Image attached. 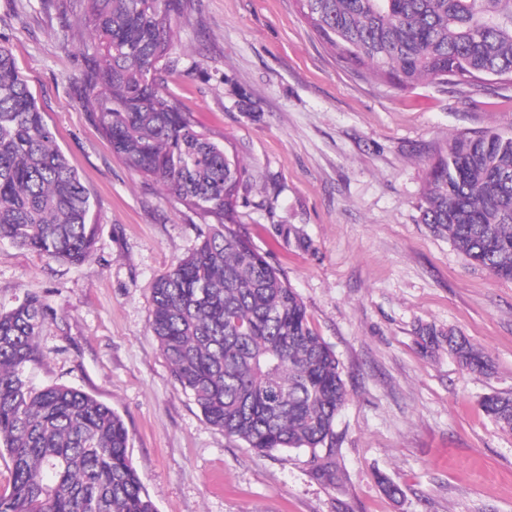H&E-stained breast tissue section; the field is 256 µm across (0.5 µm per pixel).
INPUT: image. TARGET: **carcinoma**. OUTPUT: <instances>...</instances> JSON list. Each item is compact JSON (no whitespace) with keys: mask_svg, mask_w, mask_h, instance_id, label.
Listing matches in <instances>:
<instances>
[{"mask_svg":"<svg viewBox=\"0 0 512 512\" xmlns=\"http://www.w3.org/2000/svg\"><path fill=\"white\" fill-rule=\"evenodd\" d=\"M337 61L383 83H473L512 77V0H298ZM82 78L91 119L125 164L165 185L206 229L198 247L153 285L150 331L207 425L259 452L331 455L348 392L335 353L294 288L238 229L246 169L171 99L163 73L176 49L182 0H83ZM93 202L0 44V239L72 265L94 250ZM420 222L465 260L512 280V135L458 136L429 165ZM51 317L37 295L0 312V458L11 479L0 512H157L129 456L122 417L76 388L35 387L26 366ZM425 348L448 346L487 372L461 333L419 328ZM484 413L512 431V394Z\"/></svg>","mask_w":512,"mask_h":512,"instance_id":"1","label":"carcinoma"}]
</instances>
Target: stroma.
I'll return each instance as SVG.
<instances>
[{
    "label": "stroma",
    "instance_id": "35a3bbf8",
    "mask_svg": "<svg viewBox=\"0 0 512 512\" xmlns=\"http://www.w3.org/2000/svg\"><path fill=\"white\" fill-rule=\"evenodd\" d=\"M171 96L237 151L240 229L301 296L349 398L336 458L260 453L205 424L149 331L152 286L199 243L197 217L131 171L90 120L80 0H0L8 47L93 203L81 266L0 241V311L38 295L55 318L36 385L81 389L121 415L158 512H512V432L482 411L512 393V281L419 221L428 165L459 134L512 135V82L383 85L339 63L297 0H183ZM453 328L482 375L420 326ZM398 492L389 495L384 481ZM419 336L425 348L435 350L446 344L451 355L465 369L472 372H488L490 365L485 355L470 340L452 328L438 330L431 325L421 326Z\"/></svg>",
    "mask_w": 512,
    "mask_h": 512
}]
</instances>
